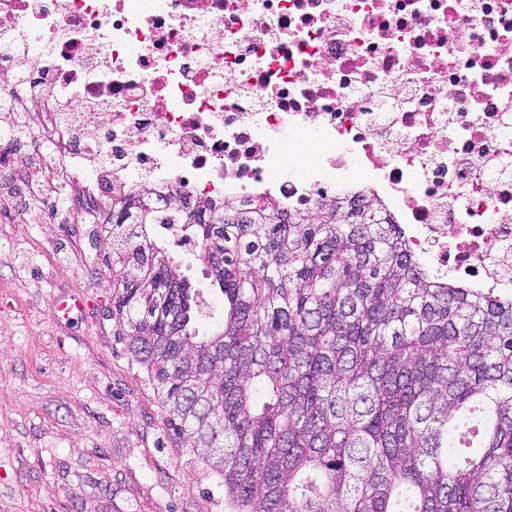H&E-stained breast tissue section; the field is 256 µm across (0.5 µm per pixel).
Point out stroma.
<instances>
[{"label":"stroma","mask_w":512,"mask_h":512,"mask_svg":"<svg viewBox=\"0 0 512 512\" xmlns=\"http://www.w3.org/2000/svg\"><path fill=\"white\" fill-rule=\"evenodd\" d=\"M14 177L0 193V512H228L223 479L173 434L116 334L109 239L93 221L25 220L28 185L49 176L24 154ZM155 236L220 304L197 254ZM64 295L86 306L60 323L51 308Z\"/></svg>","instance_id":"obj_1"}]
</instances>
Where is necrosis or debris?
<instances>
[{
    "label": "necrosis or debris",
    "instance_id": "obj_1",
    "mask_svg": "<svg viewBox=\"0 0 512 512\" xmlns=\"http://www.w3.org/2000/svg\"><path fill=\"white\" fill-rule=\"evenodd\" d=\"M0 107L85 198L393 201L408 253L512 299V0H0Z\"/></svg>",
    "mask_w": 512,
    "mask_h": 512
}]
</instances>
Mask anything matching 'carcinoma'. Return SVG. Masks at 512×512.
<instances>
[{
	"label": "carcinoma",
	"mask_w": 512,
	"mask_h": 512,
	"mask_svg": "<svg viewBox=\"0 0 512 512\" xmlns=\"http://www.w3.org/2000/svg\"><path fill=\"white\" fill-rule=\"evenodd\" d=\"M112 185V318L230 512H512V301L443 285L384 204ZM197 243L224 323L151 226Z\"/></svg>",
	"instance_id": "1"
}]
</instances>
